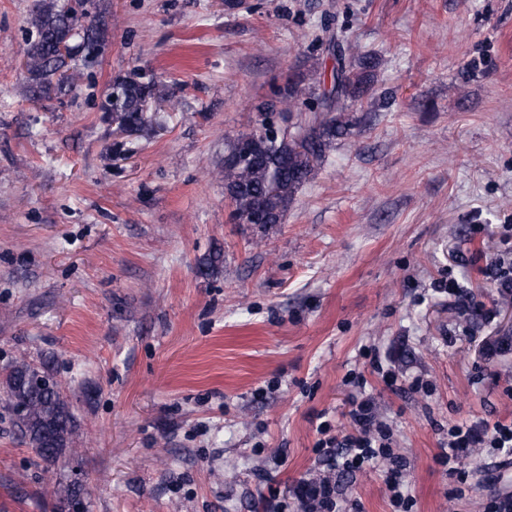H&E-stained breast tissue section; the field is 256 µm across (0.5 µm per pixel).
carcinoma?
Listing matches in <instances>:
<instances>
[{"label":"carcinoma","instance_id":"1","mask_svg":"<svg viewBox=\"0 0 512 512\" xmlns=\"http://www.w3.org/2000/svg\"><path fill=\"white\" fill-rule=\"evenodd\" d=\"M29 24L34 35L23 49L26 91L40 99L68 95L74 90L71 70L96 64L106 46L105 13L93 0H73L66 8L57 7L52 0H39ZM332 51L336 74L330 92L319 93L302 80L273 91L275 103L268 109L270 114L313 113L309 128L297 131L303 137V150L295 149L291 137L274 144L258 130L224 144V196L235 223L254 216L280 223L318 162L361 122L351 103L372 92L377 63L340 39ZM156 86L154 80L144 81L138 74L118 79L102 110L112 113V122L119 127L141 129L150 120L149 106L161 100ZM243 144L249 160L241 165L238 155ZM0 393L13 428L43 463L56 465L76 451V420L61 383L47 364L24 359L16 362L0 380Z\"/></svg>","mask_w":512,"mask_h":512}]
</instances>
